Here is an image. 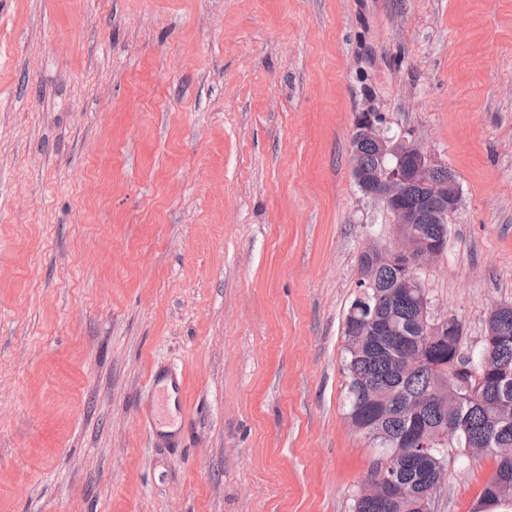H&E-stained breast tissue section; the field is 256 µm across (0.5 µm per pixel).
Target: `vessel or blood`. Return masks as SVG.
I'll use <instances>...</instances> for the list:
<instances>
[{
    "mask_svg": "<svg viewBox=\"0 0 512 512\" xmlns=\"http://www.w3.org/2000/svg\"><path fill=\"white\" fill-rule=\"evenodd\" d=\"M148 387L155 395L154 406L145 407L141 421L146 430L160 435L169 446H178L180 430H167L163 427L162 415L180 413L184 410V378L181 372L170 366L154 365L148 376Z\"/></svg>",
    "mask_w": 512,
    "mask_h": 512,
    "instance_id": "vessel-or-blood-1",
    "label": "vessel or blood"
}]
</instances>
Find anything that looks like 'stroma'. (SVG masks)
Returning a JSON list of instances; mask_svg holds the SVG:
<instances>
[{
  "label": "stroma",
  "mask_w": 512,
  "mask_h": 512,
  "mask_svg": "<svg viewBox=\"0 0 512 512\" xmlns=\"http://www.w3.org/2000/svg\"><path fill=\"white\" fill-rule=\"evenodd\" d=\"M447 165L419 277L478 358L512 303V0H0V512H353L344 318L395 215L357 113ZM184 374L186 447L137 420ZM493 456L452 454L433 512Z\"/></svg>",
  "instance_id": "obj_1"
}]
</instances>
